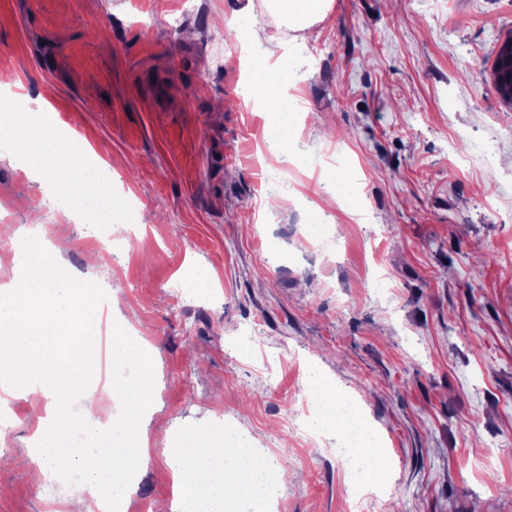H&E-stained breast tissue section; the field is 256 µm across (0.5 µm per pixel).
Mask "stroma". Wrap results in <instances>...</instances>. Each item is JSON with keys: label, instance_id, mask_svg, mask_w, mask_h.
I'll return each instance as SVG.
<instances>
[{"label": "stroma", "instance_id": "obj_1", "mask_svg": "<svg viewBox=\"0 0 512 512\" xmlns=\"http://www.w3.org/2000/svg\"><path fill=\"white\" fill-rule=\"evenodd\" d=\"M242 9L266 13L263 0H0V73L51 105L136 206L128 243L108 251L1 144L0 280L34 235L98 280L96 335L150 345L147 433L223 414L288 470L282 512H512V106L492 77L512 0H333L294 90L310 163L284 166L291 195L270 215L264 121L232 36ZM484 138L497 155L470 162ZM342 161L357 215L318 191ZM311 207L336 252L305 234ZM314 366L383 435L385 491L346 497L356 475L335 439L309 433ZM36 430L28 398L0 393V512H68L84 492L32 480ZM137 471L125 512H170L162 449Z\"/></svg>", "mask_w": 512, "mask_h": 512}]
</instances>
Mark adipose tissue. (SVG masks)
Listing matches in <instances>:
<instances>
[{
	"label": "adipose tissue",
	"instance_id": "1",
	"mask_svg": "<svg viewBox=\"0 0 512 512\" xmlns=\"http://www.w3.org/2000/svg\"><path fill=\"white\" fill-rule=\"evenodd\" d=\"M331 3L266 0V8L279 23L308 32L325 18ZM238 37L260 59L248 93L266 122L265 153L270 164L304 167L305 156L298 148L302 129L295 121L297 101L279 93L281 87L296 82L295 56L246 10L239 13ZM10 148L34 164L62 197L84 196L96 205L106 203L97 180L98 156L80 138L60 135L53 110L29 113L14 127ZM98 310L97 288L75 275L54 250L32 244L16 259L13 279L0 283V391L51 402L35 433L32 472L37 478L46 477L59 460L75 459L78 450L67 433L77 425L85 441L103 450L99 458L86 462L87 474L107 472L109 496L121 502L130 484L128 464L149 445L141 420L152 401V373L144 371L137 383L113 382L110 393L121 415L112 432H105L93 417L75 419L70 406L74 395H81L90 406L102 397L98 354L89 335ZM309 386L320 406L316 428L335 432L343 447L362 449L371 462L369 474L382 481L384 450L367 433L356 409L320 374L310 376ZM162 444L180 512H264L271 481L285 475L274 455L258 457L228 434L219 451L191 433L178 442L163 438Z\"/></svg>",
	"mask_w": 512,
	"mask_h": 512
}]
</instances>
